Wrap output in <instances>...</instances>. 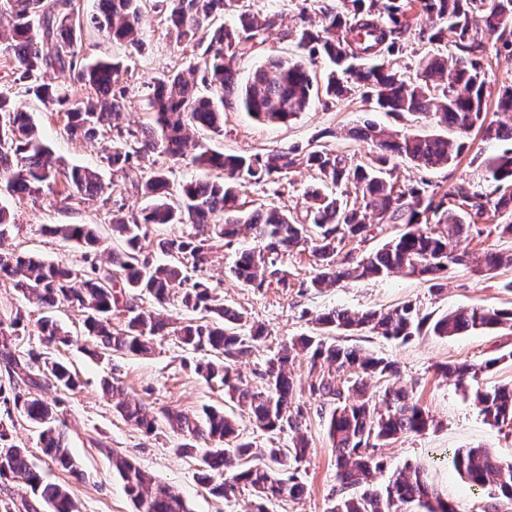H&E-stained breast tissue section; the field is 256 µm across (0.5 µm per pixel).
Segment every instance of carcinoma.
<instances>
[{
    "instance_id": "carcinoma-1",
    "label": "carcinoma",
    "mask_w": 512,
    "mask_h": 512,
    "mask_svg": "<svg viewBox=\"0 0 512 512\" xmlns=\"http://www.w3.org/2000/svg\"><path fill=\"white\" fill-rule=\"evenodd\" d=\"M145 0H97L96 10L80 13L78 0H0V62L12 73L13 83L26 94L56 106L63 114V133L70 138L92 140L112 135V151L103 161L120 173L121 182L106 187L99 174L87 167L60 163L38 135L30 113L16 96L0 89V183L13 196L36 199L45 191L56 192L61 202L107 203L110 196L131 190L145 206L131 214L118 209L112 214V236L123 247L107 251L92 224H46L44 233L63 244L82 250L72 263L39 256L0 255V279H8L25 298L42 309L37 324L49 343L68 344L70 338L51 312L62 303L84 314V326L96 346L122 355L152 352L154 340L174 333L183 346L204 351L209 359L195 372L206 383L224 387V396L247 411L257 430L267 436L265 447L243 437L235 421L220 408L204 405L192 413L162 410L126 396L122 389L106 385L113 407L136 429L151 434L166 423L184 443L178 451H202L199 481L211 494L226 500L241 487L251 488L252 512H269L277 500H297L306 485L297 475L308 454V441L299 432L301 407L296 395L308 391L321 403L322 419L336 450L339 487L324 512H406L415 505L420 512H456L427 481L419 466L393 474L384 488L377 475L385 472L378 450L408 433L420 434L433 420L415 399L413 391L396 381L393 362L331 336L368 331L389 340L408 341L415 336H455L503 325L512 330V309L471 307L439 317L406 302L386 312H352L331 309L314 319L317 331L297 337L270 361L262 388L244 383L231 361L252 351L264 328L248 325V319L227 307L203 281L182 291L181 305L201 317L171 328L160 307L172 291L188 280V268L207 262V250L218 239L242 234L254 245L236 253L229 274L246 288L261 289L286 281L276 259L301 244H308L316 272L304 282L319 291L349 279H380L405 272L427 278L432 288L443 290L441 278L451 264H470L477 270L512 267V249L476 256L458 252L453 241L480 224H490L501 237L512 239V85L497 94V108L507 120L487 121L486 70L478 55L483 39L495 33L503 19H512V0H335L321 8V24H302L286 33L304 58L293 62L280 58L257 67L244 87L237 85L238 61L262 46L279 15L259 14L241 0H163L167 30L176 43L193 52L187 79L180 73L145 83L144 102L151 120L136 128H121L118 120L128 93L129 69L122 62L87 60L82 35L89 26L114 42L136 48L144 45L139 20ZM437 20L427 40L452 44L456 52L426 54L415 71L401 69L395 56L402 51L401 37L418 22V12ZM230 13V25H215ZM320 58L330 71L318 81L312 65ZM67 70L88 90L72 97L43 81L48 70ZM323 86L327 96L341 99L362 91L377 108L388 113L422 115L453 129L458 140L391 132L369 120L349 136L374 148L367 163L336 154L326 145L305 151L295 147L274 149L265 155H224L199 144L190 145L188 130L204 127L221 130L224 110L237 106L251 117L269 123H285L311 103L314 89ZM498 143V151L479 163L484 188L460 178L448 189H428L419 184H399L396 158L418 167H446L465 148L473 129ZM192 148V162L217 170V180L177 182L170 168L158 164L163 156L184 155ZM150 162L145 171L143 161ZM304 165L316 173L317 186L305 192L302 210L289 211L260 205L245 208L246 188L275 179ZM190 224L188 236L169 235L156 241V249L171 257L166 265L150 262L145 249L149 227ZM402 224L396 234L376 249L360 255L346 249L352 242L364 246L374 227ZM107 260L100 259V255ZM147 295L159 309L136 308L132 300ZM124 313L121 327L112 326V315ZM24 315L15 311L0 317V362L9 377L15 412L40 427L43 455L54 465L79 475L65 425L56 404L39 390L56 387L74 390L79 376L61 360L46 367L41 355L26 358L12 350ZM301 349L309 358L314 379L307 383L289 371L293 352ZM498 363L444 366L440 372L458 384L475 381ZM388 382L382 391L367 380ZM474 402L488 423L512 425V383L491 389L476 388ZM295 433L286 448L278 436ZM455 468L472 485L490 484L498 496L484 512H505L500 498L512 506V463L487 448L458 449ZM112 471L122 481L136 512H191L186 500L171 487L154 481L126 457L112 454ZM224 473V481L212 482V473ZM18 483L33 496L23 501L25 512L41 505L47 512H77L69 489L45 480L27 449L12 443L0 429V483Z\"/></svg>"
}]
</instances>
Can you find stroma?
Masks as SVG:
<instances>
[{
  "instance_id": "obj_1",
  "label": "stroma",
  "mask_w": 512,
  "mask_h": 512,
  "mask_svg": "<svg viewBox=\"0 0 512 512\" xmlns=\"http://www.w3.org/2000/svg\"><path fill=\"white\" fill-rule=\"evenodd\" d=\"M253 10L278 14V27L270 30L265 44L256 48L238 64V81L246 83L252 69L268 58H297L295 43L285 38L287 29L307 20L320 24L317 0H250ZM146 47L134 52L126 45L104 39L94 29H85L83 44L88 56L98 59L116 58L130 69L132 78L127 102L122 111L121 125L134 127L148 118L141 85L152 78L187 71L192 60L191 50L179 46L170 35L157 7V0H147L141 20ZM26 110L32 113L41 139L66 166L98 168L104 184L113 181L111 168L102 164L109 144L69 139L62 131L63 119L54 107L44 105L34 97H23ZM374 121L393 131L435 134L439 128L414 120L413 116H396L375 110L360 94L333 100L327 96L313 99L309 108L285 124L262 123L241 109L226 110L224 131L215 134L204 128L191 130L194 142L225 154H264L276 147L296 146L308 149L317 133L324 129L339 131L332 146L337 153L368 158V144L350 139L345 131ZM469 148L448 167L420 168L402 160L398 175L402 182L415 184L427 181L449 187L464 178L482 184V170L473 164L475 149L493 153L495 144H485L480 133H471ZM289 188L277 195L274 185L249 187L245 198L257 204L274 205L286 210L302 208L303 195L314 183L313 171L298 169L284 177ZM0 203L7 205L14 216L13 224L0 237V253L27 251L54 260L75 258L73 249L55 243L44 234L47 224L96 225L105 246H112V208L102 203L63 207L56 193L45 192L37 199L6 196ZM251 242L237 237L233 242L214 243L209 260L193 279L206 280L211 289L223 297L226 306L243 311L250 321L263 324L264 341L236 361V370L243 381L259 387L270 360L291 338L311 333V319L332 308L365 311L389 309L412 301L424 311L439 316L462 307L491 306L512 308V293L504 288L512 280V268H500L480 273L472 266H451L446 275L443 293L430 291L428 283L416 276L394 273L389 277L368 281H347L319 291L303 289V281L311 277V256L295 251L280 257L277 265L286 272V283L272 284L257 290L241 287L227 275L226 268L238 250ZM27 311L29 317L20 327L15 342L16 355L43 353L67 362L77 371L81 385L68 391L46 388L44 395L56 400L60 419L66 424L69 445L81 470L80 477L57 469L45 461L38 444V431L0 403V425L10 434L13 443L28 448L33 461L40 466L47 480L70 488L79 512H135L122 484L112 474L110 456L119 452L149 472L157 481L173 486L190 503L192 512H250L252 493L241 488L237 497L224 500L210 494L198 480V454L178 453L180 436L166 426L152 434H144L128 425L115 412L102 392L103 381L121 386L130 397L155 409L194 412L202 405L224 406L233 413L241 432L257 444H265L264 435L253 428L246 412L235 409L224 399L221 388L208 386L195 372L201 353L186 349L176 335L159 337L151 355L127 356L117 353L92 355V341L84 333L83 317L68 307L56 309L55 317L73 339L71 345H50L40 335L37 320L40 310L14 287L11 281L0 280V313L14 308ZM348 345L358 346L395 363L400 381L412 387L422 407L434 418L436 426L422 434L399 437L381 448L388 471L405 465L424 468L429 483L442 497L456 505L458 512H482L488 501L487 493L473 491L451 464V452L460 448L483 447L498 457L512 461V425H489L464 388L441 378L437 365L467 362L476 365L490 363L479 382L483 387L512 382V331L489 329L458 336H417L407 342L387 340L363 331L349 336ZM303 408L301 431L310 441V452L299 465V474L307 491L295 501H280L270 512H324L326 503L337 486L336 451L319 415L320 404L310 394L298 398Z\"/></svg>"
}]
</instances>
